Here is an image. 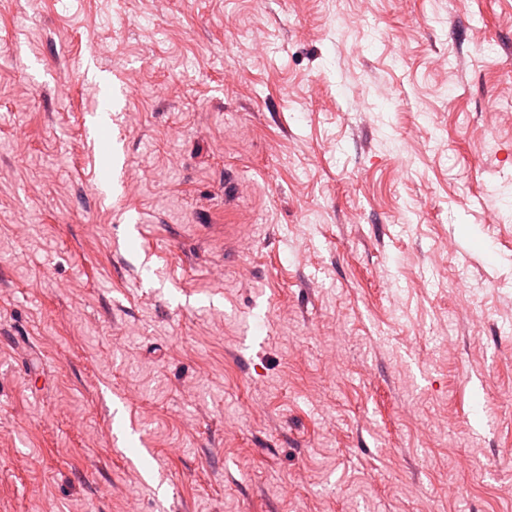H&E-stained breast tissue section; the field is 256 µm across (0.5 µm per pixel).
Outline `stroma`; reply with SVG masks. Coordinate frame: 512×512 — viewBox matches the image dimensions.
<instances>
[{"instance_id":"stroma-1","label":"stroma","mask_w":512,"mask_h":512,"mask_svg":"<svg viewBox=\"0 0 512 512\" xmlns=\"http://www.w3.org/2000/svg\"><path fill=\"white\" fill-rule=\"evenodd\" d=\"M132 507L512 512V0H0V512Z\"/></svg>"}]
</instances>
